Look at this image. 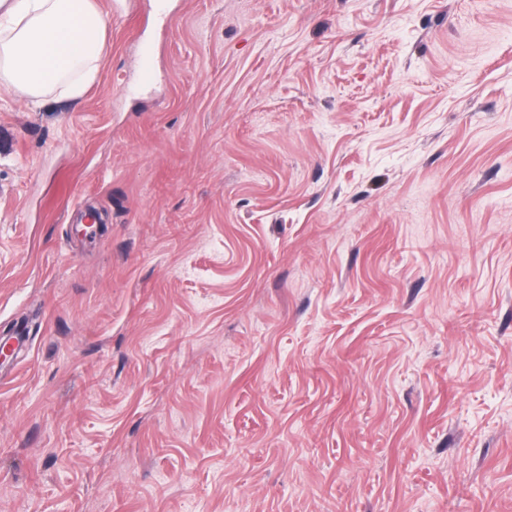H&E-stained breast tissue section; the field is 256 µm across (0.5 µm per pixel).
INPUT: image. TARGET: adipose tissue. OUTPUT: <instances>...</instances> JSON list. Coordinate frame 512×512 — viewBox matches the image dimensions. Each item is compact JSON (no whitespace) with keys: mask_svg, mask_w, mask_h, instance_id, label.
<instances>
[{"mask_svg":"<svg viewBox=\"0 0 512 512\" xmlns=\"http://www.w3.org/2000/svg\"><path fill=\"white\" fill-rule=\"evenodd\" d=\"M105 47L96 0H0V84L25 99L81 95Z\"/></svg>","mask_w":512,"mask_h":512,"instance_id":"adipose-tissue-1","label":"adipose tissue"}]
</instances>
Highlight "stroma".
I'll return each mask as SVG.
<instances>
[{
    "mask_svg": "<svg viewBox=\"0 0 512 512\" xmlns=\"http://www.w3.org/2000/svg\"><path fill=\"white\" fill-rule=\"evenodd\" d=\"M155 2L0 85V512H512V0Z\"/></svg>",
    "mask_w": 512,
    "mask_h": 512,
    "instance_id": "stroma-1",
    "label": "stroma"
}]
</instances>
